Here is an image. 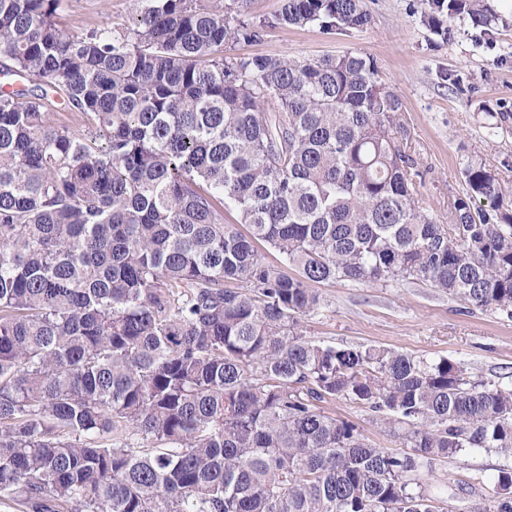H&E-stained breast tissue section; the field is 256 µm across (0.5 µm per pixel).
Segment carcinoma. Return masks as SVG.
Masks as SVG:
<instances>
[{"mask_svg": "<svg viewBox=\"0 0 512 512\" xmlns=\"http://www.w3.org/2000/svg\"><path fill=\"white\" fill-rule=\"evenodd\" d=\"M64 0H0V506L24 512H447L422 477L512 452V385L447 357L301 330L312 285L408 279L512 318V201L481 163L439 224L360 51L226 55L270 28L366 27L365 0H138L72 35ZM442 40L484 0H425ZM103 142L47 118L52 98ZM238 212L244 234L224 223ZM262 241L280 256L262 260ZM398 426L367 441L319 403ZM493 512H512V467ZM321 406L327 415L356 426L377 446L398 453L411 452V448L402 439L401 432H393L380 425L373 413L362 405L348 399L336 398L321 403Z\"/></svg>", "mask_w": 512, "mask_h": 512, "instance_id": "cac0c4a2", "label": "carcinoma"}]
</instances>
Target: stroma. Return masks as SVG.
I'll return each instance as SVG.
<instances>
[{"label":"stroma","mask_w":512,"mask_h":512,"mask_svg":"<svg viewBox=\"0 0 512 512\" xmlns=\"http://www.w3.org/2000/svg\"><path fill=\"white\" fill-rule=\"evenodd\" d=\"M365 2L371 22L364 29L328 35L311 25L276 28L258 42L235 45L233 52L309 59L356 50L370 55L383 83L403 103L406 151L423 174L418 197L437 222L447 223L449 201L465 191L467 164H485L512 197V11L486 0L497 17L493 34L457 16L450 21L455 37L446 43L422 24L423 0ZM136 6L137 0H65L59 22L67 32L83 34L127 23ZM494 112L509 115L495 129L489 126ZM318 291L321 306L302 324L316 341L447 357L471 374L512 383V319L498 312L411 279L334 281L319 284ZM322 408L377 446L407 452L401 434L380 425L362 405L336 398ZM506 466H512V455L463 451L439 462L426 486L451 512H475L488 506Z\"/></svg>","instance_id":"obj_1"}]
</instances>
